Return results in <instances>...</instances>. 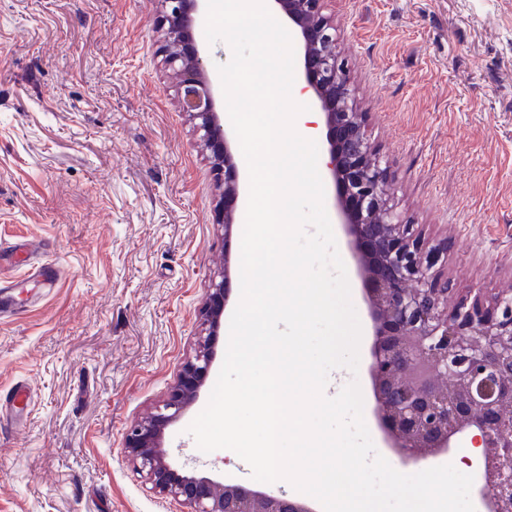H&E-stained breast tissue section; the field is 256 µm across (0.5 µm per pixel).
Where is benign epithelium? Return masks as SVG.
Segmentation results:
<instances>
[{
    "label": "benign epithelium",
    "mask_w": 512,
    "mask_h": 512,
    "mask_svg": "<svg viewBox=\"0 0 512 512\" xmlns=\"http://www.w3.org/2000/svg\"><path fill=\"white\" fill-rule=\"evenodd\" d=\"M167 62L179 83V109L204 131V147L224 171L220 224L224 277L201 308L194 354L168 396L125 435L124 452L153 493L180 512H315L285 491H267L208 477L178 474L163 448L164 430L197 400L213 360L212 339L223 327L231 278L230 246L247 183L236 135L217 111L206 51L193 35L207 0H160ZM300 39V77L324 115L335 208L364 285L373 343L367 374L371 411L385 448L404 465L452 459L477 448L475 494L481 512H512V290L451 305L448 281L435 270L441 249L400 219L391 204L389 166L376 158L364 114L356 111L348 65L327 0H266Z\"/></svg>",
    "instance_id": "obj_1"
}]
</instances>
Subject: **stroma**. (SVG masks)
Listing matches in <instances>:
<instances>
[{
  "instance_id": "obj_1",
  "label": "stroma",
  "mask_w": 512,
  "mask_h": 512,
  "mask_svg": "<svg viewBox=\"0 0 512 512\" xmlns=\"http://www.w3.org/2000/svg\"><path fill=\"white\" fill-rule=\"evenodd\" d=\"M159 0H0V265L17 314L0 317V512H173L124 437L169 393L201 329L224 243L220 180L181 114ZM366 133L397 213L442 247L455 296L512 288V0H328ZM61 276L31 278L26 246ZM356 378L365 406L372 327ZM218 374L168 426L178 473L253 485L233 451L187 428Z\"/></svg>"
}]
</instances>
